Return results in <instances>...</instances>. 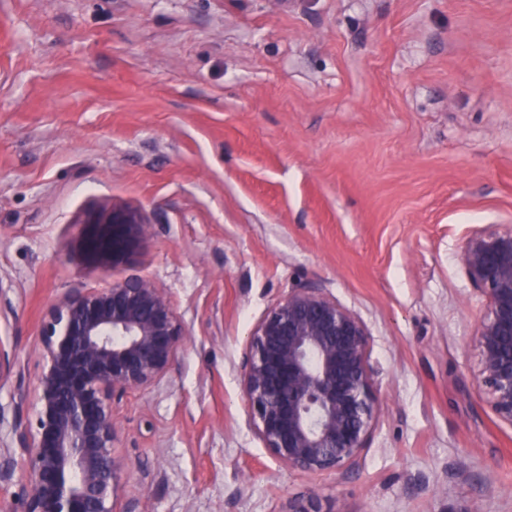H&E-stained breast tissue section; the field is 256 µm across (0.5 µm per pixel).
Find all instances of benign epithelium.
<instances>
[{
	"mask_svg": "<svg viewBox=\"0 0 512 512\" xmlns=\"http://www.w3.org/2000/svg\"><path fill=\"white\" fill-rule=\"evenodd\" d=\"M77 223L75 257L109 275L132 266L153 236L151 215L131 203H101ZM461 261L482 302L473 383L512 426V225L471 230ZM185 338L165 289L136 272L103 288H72L51 306L40 329L35 421L21 418L24 394L10 392L11 420L0 403V482L26 461V512H116L112 403L159 384ZM369 342L363 321L312 285L292 289L250 331L241 390L279 465L318 474L356 464L378 415ZM19 376L0 340V389Z\"/></svg>",
	"mask_w": 512,
	"mask_h": 512,
	"instance_id": "7a95c632",
	"label": "benign epithelium"
}]
</instances>
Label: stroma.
Here are the masks:
<instances>
[{
	"mask_svg": "<svg viewBox=\"0 0 512 512\" xmlns=\"http://www.w3.org/2000/svg\"><path fill=\"white\" fill-rule=\"evenodd\" d=\"M155 222L134 267L186 329L114 404L148 512H512V427L472 384L460 246L512 225V0H0V341L27 389L91 205ZM313 285L366 324L379 415L352 472L267 453L246 338Z\"/></svg>",
	"mask_w": 512,
	"mask_h": 512,
	"instance_id": "obj_1",
	"label": "stroma"
}]
</instances>
